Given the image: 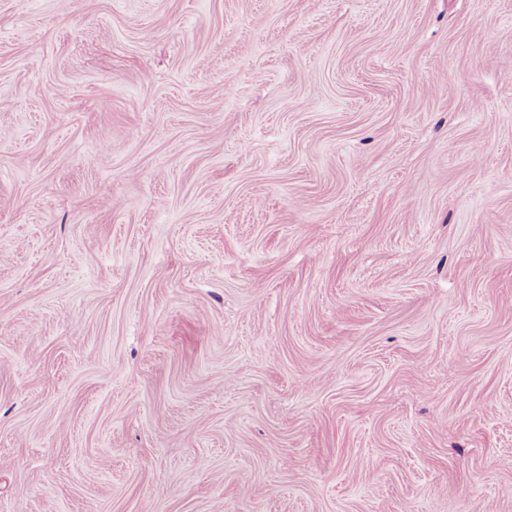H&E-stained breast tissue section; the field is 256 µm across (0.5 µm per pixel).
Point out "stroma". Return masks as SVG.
Listing matches in <instances>:
<instances>
[{"label": "stroma", "instance_id": "35a3bbf8", "mask_svg": "<svg viewBox=\"0 0 512 512\" xmlns=\"http://www.w3.org/2000/svg\"><path fill=\"white\" fill-rule=\"evenodd\" d=\"M0 512H512V0H0Z\"/></svg>", "mask_w": 512, "mask_h": 512}]
</instances>
